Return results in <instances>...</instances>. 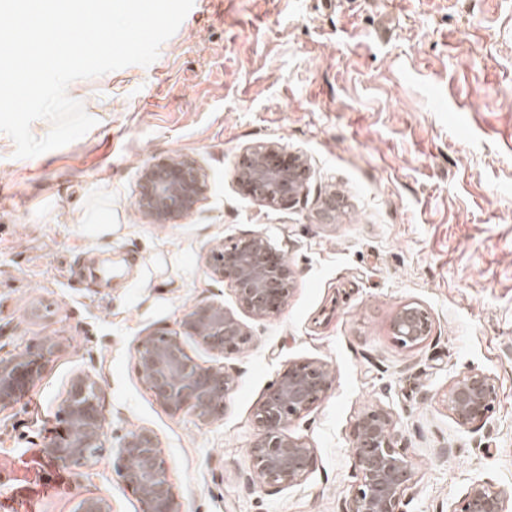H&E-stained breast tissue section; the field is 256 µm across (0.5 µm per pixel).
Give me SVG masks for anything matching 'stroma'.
<instances>
[{"mask_svg": "<svg viewBox=\"0 0 512 512\" xmlns=\"http://www.w3.org/2000/svg\"><path fill=\"white\" fill-rule=\"evenodd\" d=\"M67 93L96 121L79 140L19 159L0 133V358L59 346L0 411V512H72L91 495L142 512L117 446L143 427L183 512H341L356 480L352 427L371 404L398 418L412 464L402 512H449L475 478L512 487V0H194L153 63ZM259 143L305 157L296 202L265 204L238 184ZM179 154L207 172L206 197L178 223H148L141 172ZM253 234L295 272L286 306L264 319L206 266L217 241ZM200 303L223 305L251 336L224 356L186 339L234 380L207 424L165 411L135 354ZM410 303L432 321L416 349L391 330ZM306 360L335 376L291 426L313 469L290 488L253 487L254 412ZM471 370L500 394L476 433L443 402ZM80 372L102 390L106 436L88 466L68 468L44 448Z\"/></svg>", "mask_w": 512, "mask_h": 512, "instance_id": "35a3bbf8", "label": "stroma"}]
</instances>
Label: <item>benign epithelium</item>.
Segmentation results:
<instances>
[{"instance_id":"1","label":"benign epithelium","mask_w":512,"mask_h":512,"mask_svg":"<svg viewBox=\"0 0 512 512\" xmlns=\"http://www.w3.org/2000/svg\"><path fill=\"white\" fill-rule=\"evenodd\" d=\"M249 166L238 171L239 185L257 200L294 202L305 190L297 181L305 174L306 160L296 153L267 144L248 148ZM209 189L208 176L197 160L180 155L152 163L140 176L137 204L151 224H168L191 215ZM210 274L235 287L241 308L255 318L281 311L294 286L295 273L267 238L252 235L228 245L219 241L207 257ZM183 332L148 333L141 337L136 355L142 379L156 400L171 415L191 414L209 423L224 414V396L233 378L221 367L206 366L190 356L183 337L196 338L218 354L241 351L249 342L244 326L224 306L195 305L184 315ZM395 334L409 348L421 346L431 334L426 310L406 305L394 316ZM56 344L44 341L9 357L0 358V410L15 405L51 361ZM333 377L314 360L292 363L271 385L255 411L258 430L249 450L252 485L287 488L304 481L312 469L315 450L292 434L290 426L309 412L332 387ZM499 388L495 378L470 371L450 381L444 395L455 423L477 432L496 412ZM63 428L45 452L58 464L81 467L99 452L106 435L101 390L88 374L70 383L62 409ZM398 420L375 404L358 416L352 431L357 481L344 500L343 512H401L412 469L397 447ZM123 461L121 481L134 491L143 512H181V502L168 477L166 461L155 432L140 428L119 445ZM73 512H112L105 497L78 500ZM451 512H512V489L473 480L454 502Z\"/></svg>"}]
</instances>
